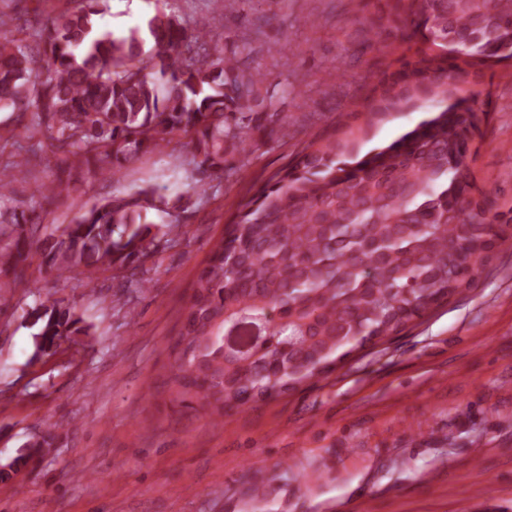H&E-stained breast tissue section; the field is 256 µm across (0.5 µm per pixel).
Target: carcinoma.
<instances>
[{"mask_svg":"<svg viewBox=\"0 0 512 512\" xmlns=\"http://www.w3.org/2000/svg\"><path fill=\"white\" fill-rule=\"evenodd\" d=\"M107 0H83L41 29L0 39V108L32 112L44 146L65 173L94 166L116 177L123 163L186 138L200 169H224L226 140L244 143L262 107L267 75L241 51L224 52L175 14L115 34L102 27ZM400 53L367 92L368 114L421 94L452 103L392 144L351 163L345 142L310 138L230 218L185 313L175 398H196L219 416L265 401L332 371L366 344L399 331L473 281L504 239L497 197L465 164L487 122L485 100L448 90L512 60V0H389ZM25 166L0 168V198ZM183 196L141 189L85 210L60 233H39L35 208L0 214V266L27 282L36 248L56 277L92 275L146 257V212L185 210ZM279 320L257 358H224V329ZM38 357L79 319L54 299L28 314ZM54 436L14 458L45 455Z\"/></svg>","mask_w":512,"mask_h":512,"instance_id":"1","label":"carcinoma"}]
</instances>
